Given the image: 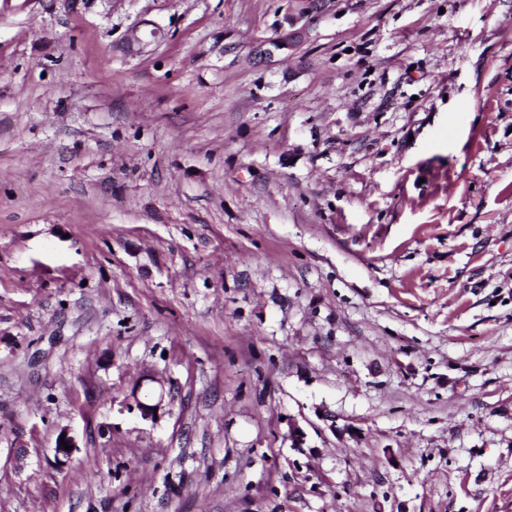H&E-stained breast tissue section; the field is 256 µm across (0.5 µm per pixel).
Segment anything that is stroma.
Masks as SVG:
<instances>
[{
	"mask_svg": "<svg viewBox=\"0 0 512 512\" xmlns=\"http://www.w3.org/2000/svg\"><path fill=\"white\" fill-rule=\"evenodd\" d=\"M300 9L0 0V512H512V0ZM139 388L132 392V397L136 403L137 409L139 410L142 418L153 419L161 409L164 394L162 392L155 397L152 392L147 391L144 393L142 399Z\"/></svg>",
	"mask_w": 512,
	"mask_h": 512,
	"instance_id": "stroma-1",
	"label": "stroma"
}]
</instances>
